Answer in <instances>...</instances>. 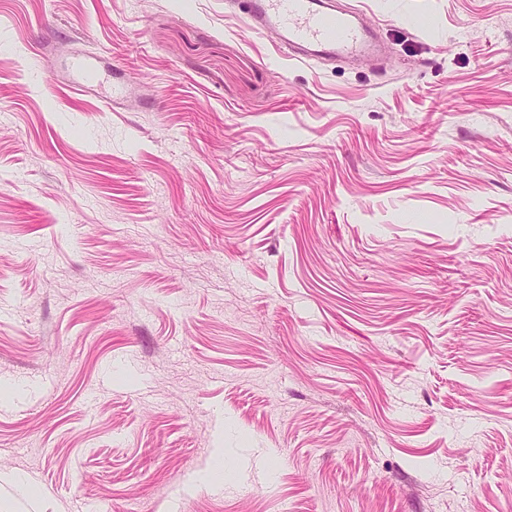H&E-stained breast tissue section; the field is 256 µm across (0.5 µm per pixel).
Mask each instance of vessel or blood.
I'll return each instance as SVG.
<instances>
[{"mask_svg": "<svg viewBox=\"0 0 512 512\" xmlns=\"http://www.w3.org/2000/svg\"><path fill=\"white\" fill-rule=\"evenodd\" d=\"M249 29L257 35L277 33L285 56L309 61L320 56L356 59L374 48L371 30L351 14L337 11L333 0H244ZM79 94L101 87L94 62L72 56L65 77Z\"/></svg>", "mask_w": 512, "mask_h": 512, "instance_id": "1", "label": "vessel or blood"}]
</instances>
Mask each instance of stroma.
<instances>
[{
	"label": "stroma",
	"mask_w": 512,
	"mask_h": 512,
	"mask_svg": "<svg viewBox=\"0 0 512 512\" xmlns=\"http://www.w3.org/2000/svg\"><path fill=\"white\" fill-rule=\"evenodd\" d=\"M335 2L0 0V512H512V0ZM333 0H244L249 29L275 32L291 60L328 56L356 59L374 48L371 30L351 14L337 11ZM66 85L79 94H86L93 87H101L103 78L94 62L85 56L74 55L67 65Z\"/></svg>",
	"instance_id": "35a3bbf8"
}]
</instances>
